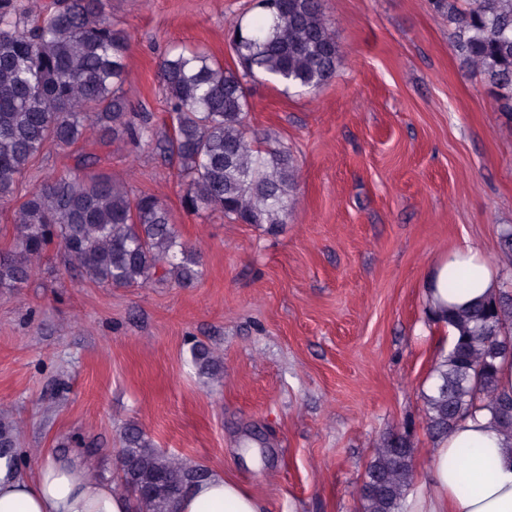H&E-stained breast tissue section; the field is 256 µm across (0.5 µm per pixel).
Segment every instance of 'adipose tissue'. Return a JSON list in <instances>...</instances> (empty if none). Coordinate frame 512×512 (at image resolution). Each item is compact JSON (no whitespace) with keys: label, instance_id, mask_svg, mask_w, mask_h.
Returning <instances> with one entry per match:
<instances>
[{"label":"adipose tissue","instance_id":"1","mask_svg":"<svg viewBox=\"0 0 512 512\" xmlns=\"http://www.w3.org/2000/svg\"><path fill=\"white\" fill-rule=\"evenodd\" d=\"M455 264L472 269L477 284L470 294L449 296L442 288H427L426 298L435 305L465 304L469 297L493 293L500 281L491 259L478 247L468 245L454 252ZM480 449L481 457L466 469L456 465V451ZM492 472H485V460ZM434 489L417 501L415 512H512V440L497 433L488 412L466 418L431 450ZM477 482L478 490L464 494L462 478ZM130 496L120 493L111 478L88 476L78 451L47 454L34 476L16 474L11 454L0 456V512H133ZM257 500L241 486L216 473L199 484L180 506V512H260Z\"/></svg>","mask_w":512,"mask_h":512}]
</instances>
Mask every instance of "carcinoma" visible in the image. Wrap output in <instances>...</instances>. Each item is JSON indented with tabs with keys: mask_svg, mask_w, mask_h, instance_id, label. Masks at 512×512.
Instances as JSON below:
<instances>
[{
	"mask_svg": "<svg viewBox=\"0 0 512 512\" xmlns=\"http://www.w3.org/2000/svg\"><path fill=\"white\" fill-rule=\"evenodd\" d=\"M448 16L450 40L461 64L495 89L500 109L512 112V0H434ZM249 21L231 23L234 65L203 47H175L157 65L171 134L155 139L147 112L130 110L126 59L131 42L105 14L103 0H0V201L15 193L46 143L70 146L94 130L103 143L125 138L156 143L176 159L181 202L191 213L220 211L274 234L295 201L298 168L288 147L265 144L248 132L246 86L262 76L286 89L316 91L336 72V30L320 0H259ZM14 244L0 250V293L23 287L33 260L56 242L81 276L107 287L151 282L180 288L201 275L196 250L180 239L167 206L155 195L134 194L104 174H58L33 187L16 215ZM448 295L475 287V276L448 267ZM448 328V352L430 371L422 391L429 436H448L480 410L512 439V393L499 388L512 334V274L492 295L465 305L429 308ZM202 373L217 352L190 349ZM392 451L371 453L366 478L381 490L360 498L363 512H407L413 487L414 448L407 435L384 437ZM117 460L118 480L135 512H178L188 489L209 476L191 461L164 454L137 427L128 428ZM89 474L104 476L96 448L83 451Z\"/></svg>",
	"mask_w": 512,
	"mask_h": 512,
	"instance_id": "1",
	"label": "carcinoma"
}]
</instances>
